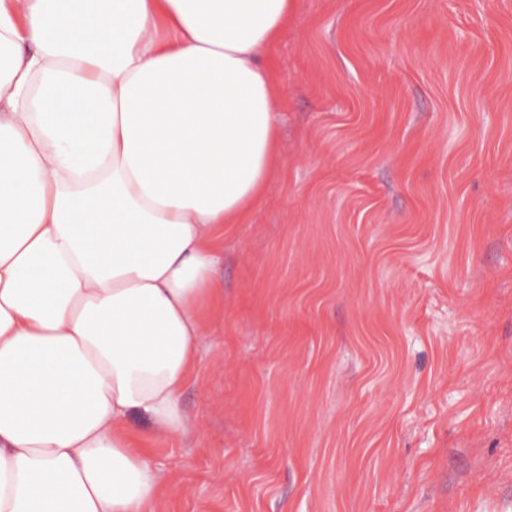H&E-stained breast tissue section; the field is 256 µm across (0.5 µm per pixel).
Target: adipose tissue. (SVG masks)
Here are the masks:
<instances>
[{"label":"adipose tissue","instance_id":"ef3b65f1","mask_svg":"<svg viewBox=\"0 0 512 512\" xmlns=\"http://www.w3.org/2000/svg\"><path fill=\"white\" fill-rule=\"evenodd\" d=\"M293 0H0V512H154Z\"/></svg>","mask_w":512,"mask_h":512}]
</instances>
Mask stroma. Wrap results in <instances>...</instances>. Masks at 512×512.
Here are the masks:
<instances>
[{"mask_svg": "<svg viewBox=\"0 0 512 512\" xmlns=\"http://www.w3.org/2000/svg\"><path fill=\"white\" fill-rule=\"evenodd\" d=\"M155 512H512V0H294Z\"/></svg>", "mask_w": 512, "mask_h": 512, "instance_id": "35a3bbf8", "label": "stroma"}]
</instances>
